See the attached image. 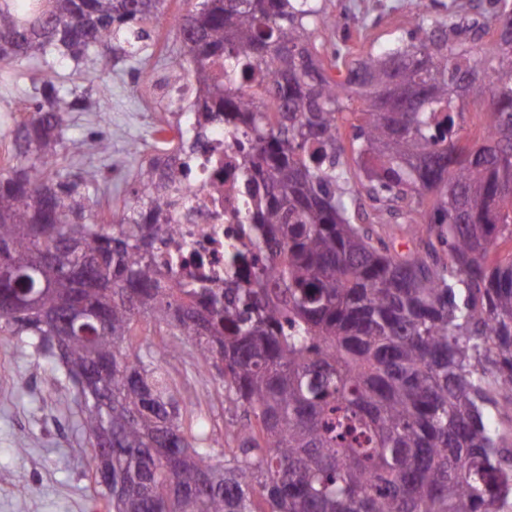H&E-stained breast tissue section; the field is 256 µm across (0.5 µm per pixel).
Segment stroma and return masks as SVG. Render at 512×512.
Masks as SVG:
<instances>
[{"label":"stroma","mask_w":512,"mask_h":512,"mask_svg":"<svg viewBox=\"0 0 512 512\" xmlns=\"http://www.w3.org/2000/svg\"><path fill=\"white\" fill-rule=\"evenodd\" d=\"M326 6L336 24L337 45L355 53L372 43L387 46L416 34L412 0H327ZM189 7V0H166L146 67L121 61L105 81L88 84L92 101L107 106L109 120H100L95 111L69 116L68 136L78 145L76 168L111 172L112 196L119 202L130 200L143 151L166 121L163 113L150 108L152 89L142 83L141 74L163 68L179 43L176 21ZM102 131L111 141L105 153L94 148ZM164 367L203 426L222 431L223 390L210 375L196 371L191 347L179 344ZM75 394L71 383L60 381L54 364L0 341V512H107L77 429Z\"/></svg>","instance_id":"1"}]
</instances>
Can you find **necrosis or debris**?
<instances>
[{"label":"necrosis or debris","instance_id":"obj_1","mask_svg":"<svg viewBox=\"0 0 512 512\" xmlns=\"http://www.w3.org/2000/svg\"><path fill=\"white\" fill-rule=\"evenodd\" d=\"M244 156L243 137L225 124L212 127L204 147L188 160L160 156L159 169L185 162L190 174L182 186V204L170 218L178 232L159 234L154 248L157 266L175 282L220 294L229 288L238 303L254 288L253 269L261 264L258 240L247 220L253 200L239 178ZM232 249L239 252L240 265L228 263Z\"/></svg>","mask_w":512,"mask_h":512}]
</instances>
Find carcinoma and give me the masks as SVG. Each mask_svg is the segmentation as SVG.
<instances>
[{
	"instance_id": "carcinoma-1",
	"label": "carcinoma",
	"mask_w": 512,
	"mask_h": 512,
	"mask_svg": "<svg viewBox=\"0 0 512 512\" xmlns=\"http://www.w3.org/2000/svg\"><path fill=\"white\" fill-rule=\"evenodd\" d=\"M166 0H0V69L37 55L38 106L0 133V337L76 386L91 462L106 459L112 512H508L512 448L488 424L512 400V0H495L499 33L456 11H421L422 37L330 66L312 44L335 23L323 0H195L178 21L174 78L199 90V127L244 129L250 215L268 265L251 311L212 291L166 282L153 263L165 195L112 210L104 175L86 178L64 146L55 65L152 56ZM346 68L334 79L328 68ZM263 71L271 82H253ZM489 96L482 132L463 140L458 103ZM366 101L343 160L338 121ZM187 167L171 169L177 192ZM366 193L380 204L359 208ZM435 196L432 211L423 209ZM406 224L399 254L377 225ZM80 307L86 316L70 317ZM146 321L195 349L238 413L236 446L197 431L163 361L131 351Z\"/></svg>"
}]
</instances>
